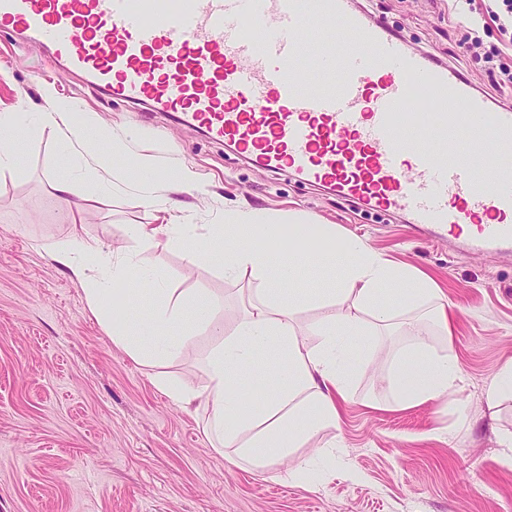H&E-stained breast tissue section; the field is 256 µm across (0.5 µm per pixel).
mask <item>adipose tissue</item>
<instances>
[{
    "instance_id": "obj_1",
    "label": "adipose tissue",
    "mask_w": 512,
    "mask_h": 512,
    "mask_svg": "<svg viewBox=\"0 0 512 512\" xmlns=\"http://www.w3.org/2000/svg\"><path fill=\"white\" fill-rule=\"evenodd\" d=\"M41 96L51 109L32 118L37 127L60 133L74 167H102L106 154L127 151L126 139L112 137L106 154L95 153L89 123L76 104L57 98L48 87ZM161 180L169 194L157 199L156 206L168 220L154 227L133 225L135 239L150 243L166 237L191 265L207 257L215 244H223L225 276H248L268 285L233 328L219 321L216 299L203 290L186 297L168 292L162 303L142 306L133 283L150 280L151 275L136 254L113 258L101 242L77 232L46 249L74 274H82L88 265L99 268L98 278L85 289L87 307L113 343L124 346L134 359L156 364L188 346L197 333L215 337L206 357L204 384L160 375L156 385L183 405L202 407L206 435L220 448L231 449L233 461L263 470L287 462L295 449L312 444L317 456L332 455V444L320 443L319 437L341 421V407L351 397L354 356L357 350L374 348L375 332L391 327L397 314L434 303L433 321L443 335H450L441 288L431 278L393 263L367 241L339 236L330 224H283L263 212L236 213L224 223L209 225L201 236L196 225L186 223L174 199L181 192L206 196L195 168L183 165L166 176L140 160L129 166L121 182L144 188ZM303 267L336 276L337 288L328 294L295 289L296 274ZM393 284L400 285V292L390 293ZM308 305L318 307L321 315L303 328L297 314ZM137 307L140 318L130 319L127 309ZM177 323L186 330L171 335ZM409 334L411 356L392 358L383 376L389 409L449 403L459 418H468V406L454 398L460 380L457 364L436 354L430 332L419 320L410 321Z\"/></svg>"
}]
</instances>
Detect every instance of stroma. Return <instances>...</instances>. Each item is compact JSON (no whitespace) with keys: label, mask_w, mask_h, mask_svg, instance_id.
<instances>
[{"label":"stroma","mask_w":512,"mask_h":512,"mask_svg":"<svg viewBox=\"0 0 512 512\" xmlns=\"http://www.w3.org/2000/svg\"><path fill=\"white\" fill-rule=\"evenodd\" d=\"M360 2L411 48L468 78L492 106H512V89L496 91L487 77L496 52L512 63V30L490 21L473 42L461 21L464 0ZM45 86L76 104L91 134L141 136L129 155L110 157L108 169L85 171L83 192L66 205L51 188L53 176L69 172L51 130L26 132L19 167L0 175V512H512V450L498 444L512 433V399L485 401L486 387L512 360V254L473 255L410 230L401 216L354 210L291 172L255 169L194 127L62 77L47 47L1 32L0 113L43 107ZM133 156L158 170L187 163L201 173L210 193L192 201L199 234L240 210L292 222L311 215L433 278L451 306L453 336L432 343L461 369L457 397L470 407L468 420L438 404L386 409L378 378L387 350L406 343L396 326L381 337L376 361L357 354L335 456L314 461L297 480L279 466L261 472L233 464L213 448L202 411L177 405L155 384L160 371L203 382L214 339L196 335L159 367L134 361L88 310L84 280L40 248L67 240L77 226L117 255L161 260L162 287L207 290L220 301L219 320L233 327L256 299L257 281L225 277L207 259L187 266L165 239L147 246L129 236V225L162 223L148 202L162 195L161 185L116 189L98 201L110 173Z\"/></svg>","instance_id":"35a3bbf8"}]
</instances>
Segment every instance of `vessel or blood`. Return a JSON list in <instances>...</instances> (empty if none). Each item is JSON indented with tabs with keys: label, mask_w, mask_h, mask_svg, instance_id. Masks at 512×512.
<instances>
[{
	"label": "vessel or blood",
	"mask_w": 512,
	"mask_h": 512,
	"mask_svg": "<svg viewBox=\"0 0 512 512\" xmlns=\"http://www.w3.org/2000/svg\"><path fill=\"white\" fill-rule=\"evenodd\" d=\"M1 31L260 169L473 250H512V168L497 162L512 107L492 109L355 0H0Z\"/></svg>",
	"instance_id": "1"
}]
</instances>
